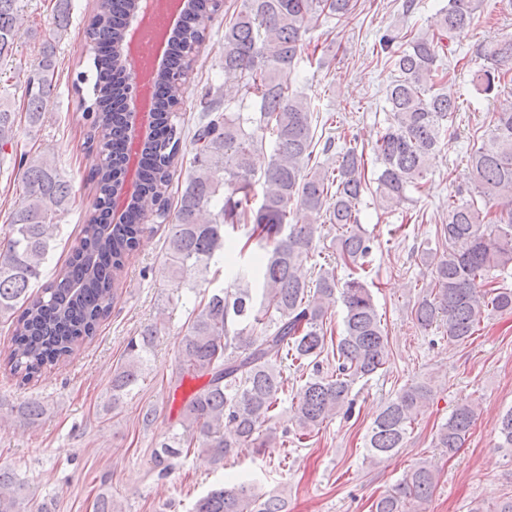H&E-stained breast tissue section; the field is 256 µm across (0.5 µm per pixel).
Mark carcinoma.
<instances>
[{
    "instance_id": "1",
    "label": "carcinoma",
    "mask_w": 512,
    "mask_h": 512,
    "mask_svg": "<svg viewBox=\"0 0 512 512\" xmlns=\"http://www.w3.org/2000/svg\"><path fill=\"white\" fill-rule=\"evenodd\" d=\"M484 0H446L436 13L430 35L386 33L380 47L397 75L386 89L385 122L373 152L377 177H368L364 154L345 145L334 150L331 139H316L307 97L294 87L300 63L321 65L318 47L304 36L331 19H346L353 0H241L224 21V83L237 87L227 98L205 83L200 90L203 119L192 141L193 170L171 203L169 187L182 148L176 106L184 94L183 72L196 60L218 0H191L171 52L170 63L156 80V132L148 141L136 173L126 220L108 229L100 215L123 175L124 132L128 122L127 75L118 51L135 0H99L86 37L91 77L78 75L88 139H99V162L90 179L92 209L83 237L41 295L29 294L42 275L57 219L70 200L71 188L53 162L19 156L24 197L8 233L0 240V319L13 326V347L5 367L29 381L47 366L65 363L112 308L124 259L135 247L145 223L171 225L168 238L171 276L176 288L196 290L197 275L210 267L225 242L240 234L239 256L229 275L246 287L221 289L193 309L179 351L180 378L206 379L184 403L172 433L154 450L160 475L172 460L194 446L215 462L243 449H259L262 427L274 418L279 394L288 378L282 363L311 361L314 373L292 401V420L303 439L339 413L352 412L353 385L383 369L389 360L382 315L367 285L373 240L359 218L361 195L370 184L385 204L399 202L417 187L442 133L458 111L456 92L441 52L474 24ZM70 0H57L55 37L69 25ZM25 0H0V62L14 59L21 39ZM482 63L471 84L486 96L512 85V36L486 41ZM55 45L47 43L25 79L26 112L38 123L54 91ZM488 139L472 148L476 175L467 195L448 197V223L440 236L447 246L429 254L432 287L417 302L413 321L433 325L457 342L471 339L491 313H512V287L500 277L512 270V110L493 113ZM16 113L0 103V154L15 146ZM272 144L266 168L259 173L253 156ZM336 151V164L317 161ZM329 212L336 225V265L323 268L315 285L305 274L318 226L313 216ZM349 270L336 275V266ZM344 305L343 328L336 341V365L324 372L318 358L325 350L326 321L335 296ZM161 323L145 328L127 345L126 360L112 372V407L130 394L141 377L147 352ZM432 390L421 382L403 387L377 413L365 440V460L377 465L403 447L409 429L423 413ZM476 417L469 401L458 403L435 438L450 455L462 448ZM500 447H512V409L496 424ZM437 476L426 463L415 465L392 490L373 504L374 512H404L409 502L427 500ZM26 484L0 467V512H24ZM281 492L258 493L247 480L219 486L199 498L192 512H284Z\"/></svg>"
}]
</instances>
